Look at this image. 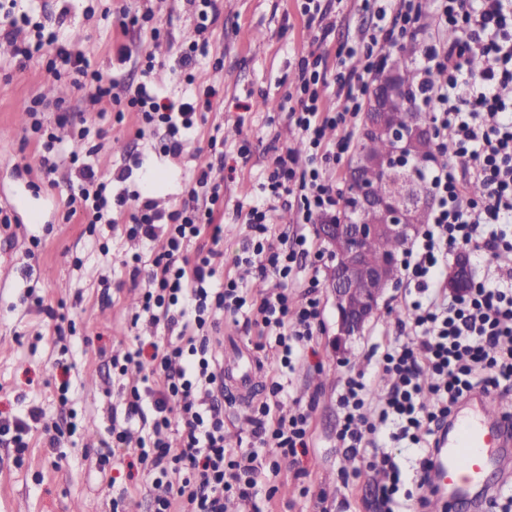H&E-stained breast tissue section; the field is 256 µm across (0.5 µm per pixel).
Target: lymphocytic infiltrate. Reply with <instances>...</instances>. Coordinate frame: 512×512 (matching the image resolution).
Wrapping results in <instances>:
<instances>
[{
    "mask_svg": "<svg viewBox=\"0 0 512 512\" xmlns=\"http://www.w3.org/2000/svg\"><path fill=\"white\" fill-rule=\"evenodd\" d=\"M376 23L359 44L338 52L340 66L328 77L322 55L302 58L296 85L288 91L294 105L288 122L297 128L305 152L289 148L272 161L263 186L265 200L233 216L246 224L238 262L256 266L262 278L275 279L274 288L252 295L235 279L217 281L224 259L219 248L222 225L215 212L223 198L199 170L190 200L170 213L157 211L152 201L136 204L127 237L158 243L149 271L131 266V278L145 277L142 312L150 324L163 328L165 344L144 356L135 346L112 364L127 380L123 421L112 422L111 441L102 460L116 449L133 447L150 492V512H226L236 501L242 512H258L256 497H274L282 463L306 477L302 465L313 447L312 407H300L289 417L277 407L285 391L272 380L269 396L254 411L256 447L231 451L224 445V370L211 353L219 315L246 311L260 337L272 341L278 369L291 368L308 357L321 322L315 290L318 277L302 294L290 284L300 269L315 267L323 253L309 226L329 224L344 197L327 176L330 162L347 154L357 117L385 59L406 37L421 36L417 58L418 98L427 109L438 140H452V162L427 168L432 196L430 222L405 251L406 317L396 319L395 334L378 358L389 386L378 399V418L364 408L371 380L364 373L348 375L337 404L342 418L336 443L344 453L360 457L369 469L388 478L380 488L381 512H401L402 472L387 441H408L418 452L417 512L436 493L432 484L438 436L454 409L476 393L493 394L512 382V0H362ZM25 0H7L0 10V38L15 47L19 64L44 48L71 63L79 74L77 90L97 105L122 104L140 113L145 128L164 129L166 150L180 154L187 135L198 123L197 105L162 102L147 84L126 95L116 84L56 35L29 41ZM480 67H473V59ZM336 96L335 108L323 101L325 89ZM39 169L48 176L68 168L66 218L85 223L113 224V208L125 196H113L112 181L80 158L89 129H75L77 150L64 152L43 122V102L27 107ZM335 129V143L325 140ZM481 193H473V186ZM296 209L302 226L290 244L277 235V207ZM464 251L476 266L496 268L463 293L443 285L450 254ZM139 420L140 435L132 437L129 421ZM178 428L180 447H172L168 432Z\"/></svg>",
    "mask_w": 512,
    "mask_h": 512,
    "instance_id": "obj_1",
    "label": "lymphocytic infiltrate"
}]
</instances>
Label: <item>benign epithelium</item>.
I'll list each match as a JSON object with an SVG mask.
<instances>
[{"instance_id": "benign-epithelium-1", "label": "benign epithelium", "mask_w": 512, "mask_h": 512, "mask_svg": "<svg viewBox=\"0 0 512 512\" xmlns=\"http://www.w3.org/2000/svg\"><path fill=\"white\" fill-rule=\"evenodd\" d=\"M400 95L393 84H383L372 98L374 107L389 106ZM383 132L395 144L391 156L373 162L385 172L404 173L410 164L408 152L420 142L433 143L436 134L433 126L422 116L406 115L401 123L390 126L382 121L381 113L367 112L363 133ZM364 161L355 158L349 162L348 186L352 189L356 210L366 215L360 221H350L344 211L336 212V223L318 225L322 239L330 246L335 264L329 277V288L336 309V334L333 344L338 351L347 349L355 336L362 334L368 322L375 317L387 288L393 282L386 280V268L370 265L365 259L368 241L386 235L401 245H406L419 232V225L411 220L412 212L426 205L423 199L381 197L374 192L372 183L361 176ZM469 264L461 257L450 276L448 289L462 292L471 287Z\"/></svg>"}]
</instances>
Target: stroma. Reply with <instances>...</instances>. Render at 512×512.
Listing matches in <instances>:
<instances>
[{
    "label": "stroma",
    "instance_id": "35a3bbf8",
    "mask_svg": "<svg viewBox=\"0 0 512 512\" xmlns=\"http://www.w3.org/2000/svg\"><path fill=\"white\" fill-rule=\"evenodd\" d=\"M139 0H32L33 22L57 32L60 41L74 45L93 65L123 88L141 80V63L155 53L159 64L151 79L161 94L192 96L213 88L212 111L206 112L180 156L166 154L163 130L140 132L136 113L98 119L96 106L80 99L72 86L70 66L58 62L54 52L20 69L11 62V46L0 39V208L15 216V223H0V412L25 415L41 408L42 423L33 425L24 456L0 443V512H112V500L125 499V512H149V492L142 476L104 467L99 463L113 409H124L126 390L112 359L123 356L135 337L153 335L140 319L143 281H132L124 259L139 253L150 256L151 246L127 238L130 207H122L119 230L108 225L68 223L63 219L68 190L65 183L51 185L34 170L35 145L26 141L30 119L26 105L41 96L49 106L45 117L72 150L70 128L86 121L98 129L100 149L91 158L97 170L113 178L114 193L139 194L169 212L181 207L193 185L195 171L210 166V180L224 195V271L247 287L263 288L254 268L236 265L245 224L232 212L260 197L259 185L274 156L297 145L299 135L279 107L298 76L297 65L310 51L320 50L328 68H336V51L358 41L374 23L372 13L357 0H330L325 18L332 31L324 44H316V28L307 27L302 0H213L217 20L200 30V18L189 0H153L158 26L166 37L153 43L148 32L129 28L120 33L118 20L135 11ZM207 41L209 54L199 63L182 68L178 60L192 42ZM126 45L130 59L116 61L117 45ZM55 63L59 78H49L46 67ZM219 134L225 152H233L241 138L251 143L247 162L234 169L214 165L209 138ZM142 166L125 181H117L130 155ZM31 165V172L16 173V166ZM318 291L321 326L312 346L315 357L297 364L288 375L283 411L295 405H313L315 446L303 465L309 472L297 481L282 468L273 483V501L258 498L259 512H319V491L328 494L330 512H378L376 493L385 477L361 469L345 478L349 458L336 446L341 414L336 393L349 371L368 370V356L385 346L395 318L404 311V288L388 289L374 321L345 355L335 353L331 339L336 312L320 270ZM75 318L74 331L51 335L49 311ZM71 366L77 386L61 396L63 366ZM224 434L227 447H250L253 404L238 401L234 391L224 393ZM58 447H50L51 437ZM309 495H301V486Z\"/></svg>",
    "mask_w": 512,
    "mask_h": 512
}]
</instances>
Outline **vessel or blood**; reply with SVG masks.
Instances as JSON below:
<instances>
[{"label":"vessel or blood","instance_id":"b4317fda","mask_svg":"<svg viewBox=\"0 0 512 512\" xmlns=\"http://www.w3.org/2000/svg\"><path fill=\"white\" fill-rule=\"evenodd\" d=\"M469 404V411L454 414L441 432L432 469L438 495L461 505L486 501L489 471L501 450L512 445V423L492 415L489 397L474 394Z\"/></svg>","mask_w":512,"mask_h":512}]
</instances>
